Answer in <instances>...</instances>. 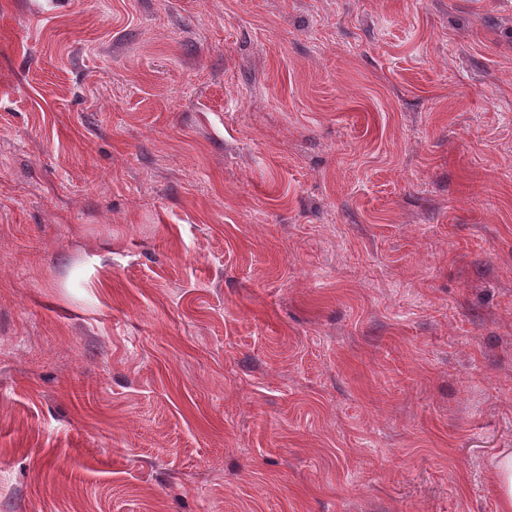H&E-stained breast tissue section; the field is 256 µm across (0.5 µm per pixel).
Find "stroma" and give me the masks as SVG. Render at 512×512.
<instances>
[{
  "label": "stroma",
  "mask_w": 512,
  "mask_h": 512,
  "mask_svg": "<svg viewBox=\"0 0 512 512\" xmlns=\"http://www.w3.org/2000/svg\"><path fill=\"white\" fill-rule=\"evenodd\" d=\"M512 0H0V512H499Z\"/></svg>",
  "instance_id": "stroma-1"
}]
</instances>
